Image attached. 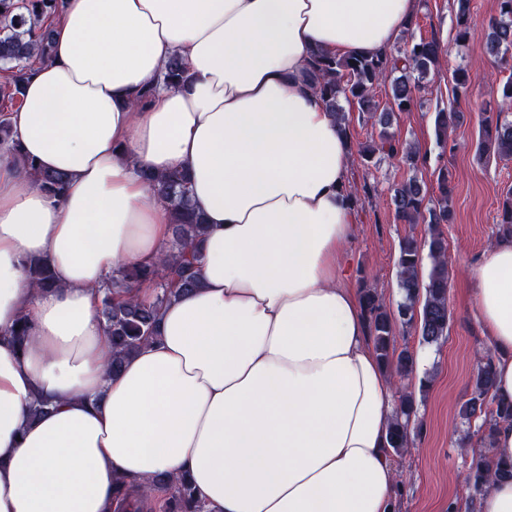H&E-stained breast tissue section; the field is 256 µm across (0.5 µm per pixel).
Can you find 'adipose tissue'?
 <instances>
[{"instance_id":"ef3b65f1","label":"adipose tissue","mask_w":512,"mask_h":512,"mask_svg":"<svg viewBox=\"0 0 512 512\" xmlns=\"http://www.w3.org/2000/svg\"><path fill=\"white\" fill-rule=\"evenodd\" d=\"M417 7L64 0L9 115L64 195L0 153V512H148L157 476L186 478L207 512H393L395 384L348 283L349 146L311 69L385 54ZM175 55L187 78L168 89ZM175 169L208 226L200 285L112 373L98 289L163 254L167 207L144 175ZM33 259L55 290L30 287ZM472 298L510 403L511 238L474 267Z\"/></svg>"}]
</instances>
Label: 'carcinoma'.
Wrapping results in <instances>:
<instances>
[{
	"instance_id": "carcinoma-1",
	"label": "carcinoma",
	"mask_w": 512,
	"mask_h": 512,
	"mask_svg": "<svg viewBox=\"0 0 512 512\" xmlns=\"http://www.w3.org/2000/svg\"><path fill=\"white\" fill-rule=\"evenodd\" d=\"M456 2V43L464 48L474 36L469 24L470 0ZM62 0H0V69L9 73L0 90V149L10 153L18 167L32 171L41 189L52 197H61L67 187L66 176L60 172L40 171L35 162L24 156L15 139L6 114L23 103V83L37 63L50 58V33L44 21L55 16ZM485 51L499 58L512 50V0H497V15L484 32ZM442 45L435 38L411 39L396 53L386 57H337L321 53L313 61V79L325 108L334 113L344 130L349 125L341 101L357 104L358 110L380 126L379 140L357 147L362 165H369L378 153L401 157L410 167H417L419 153L415 147L400 142L388 132L395 113L406 112L424 88L423 80L439 66ZM182 59L173 56L166 65L164 86L176 88L184 78ZM389 83L391 106L380 108L375 99L376 88ZM455 101L467 97L471 77L465 67L453 73ZM502 104L482 114L481 139L477 151L481 157L512 158V120L505 111L512 108V77L501 90ZM464 120V113L455 108L440 110L434 116L437 141L448 142V129ZM156 195L166 204L171 216L172 248L157 262L125 268L101 289V314L105 321L107 342L112 350L109 370H118L124 359L152 339L157 317L163 304L177 293L188 292L199 285L196 265L200 261V246L207 233L201 214L195 212L187 194L186 175L174 170L160 176L146 175ZM371 186L363 184L347 188V197L356 210L370 197ZM391 204L397 219L403 224H424L428 234L418 238L406 235L399 245L397 288L400 301L397 313L387 305L377 290L362 284L360 301L366 314L369 338L382 365L395 377L409 380L414 371V355L406 348L395 346L394 316L415 329L422 342L437 344L448 337L451 312L448 306L449 272L448 243L440 225L452 219V191L448 170L440 171L437 192L431 194L425 184L411 177L393 188ZM498 236L512 237V194L504 198L498 221ZM428 251L431 267L422 276L423 251ZM31 287L39 292L55 288L49 264L36 259L28 264ZM141 280H151L157 291L154 300L143 303L129 295L130 288ZM12 343L25 348L28 324L21 320L8 330ZM492 352H486L479 364L469 398L461 405L460 416L467 424L466 439H476L478 450L469 463L465 502L466 512H477L478 500L494 479H512V461L494 460L490 455L493 434L499 423L512 422V403L503 404L494 398ZM406 385L399 393V403L389 430V447L401 454L411 444V422L416 415L415 395ZM159 492L166 493L164 512H206L194 496L185 479L171 481L156 477L149 482Z\"/></svg>"
}]
</instances>
